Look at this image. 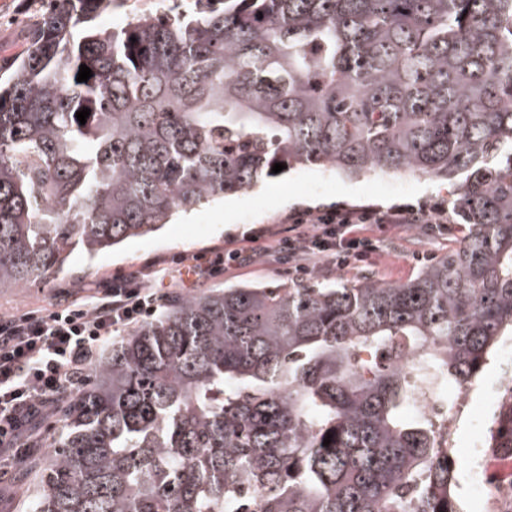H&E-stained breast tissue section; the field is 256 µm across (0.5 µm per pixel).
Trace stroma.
Segmentation results:
<instances>
[{
  "label": "stroma",
  "mask_w": 512,
  "mask_h": 512,
  "mask_svg": "<svg viewBox=\"0 0 512 512\" xmlns=\"http://www.w3.org/2000/svg\"><path fill=\"white\" fill-rule=\"evenodd\" d=\"M42 8V0H0V60L23 53ZM452 191L451 184L422 175L377 173L351 178L314 166L291 169L264 177L256 188L225 196L191 214L175 216L171 224L157 233L127 240L94 259L73 254L65 272L53 283L0 293V315L49 306L62 299L65 292L111 283L123 273L145 264L167 269L177 267L184 256L212 260L215 254L223 252L225 245L241 239L245 232L277 230L287 225L291 213L299 210L363 206L386 209L429 200L449 202L453 199ZM463 234L462 226L457 223L444 238H420L410 232L402 240L385 243L373 265L320 272L316 282L320 285L355 283L369 275L386 284L400 283L413 277L420 267L413 258L414 253L432 258L442 255L455 248ZM288 280L282 265L266 260L199 281L192 291L200 294L240 282L278 286ZM503 361L501 353H494L472 385L476 398L474 415L463 418L453 436V452L459 463L475 464L486 485L482 495H473L466 472H459L457 495L463 504L462 512H497L491 489L496 482L508 477L507 471L491 466L494 448L488 445L480 448L475 442L477 422L493 420L499 412L498 405L490 403L488 395ZM59 415L58 409H51L33 425L27 437L31 449L26 458L0 473V512H30L35 491L30 487L32 476L28 467L44 454L48 431Z\"/></svg>",
  "instance_id": "35a3bbf8"
}]
</instances>
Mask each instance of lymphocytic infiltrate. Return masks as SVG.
<instances>
[{"mask_svg": "<svg viewBox=\"0 0 512 512\" xmlns=\"http://www.w3.org/2000/svg\"><path fill=\"white\" fill-rule=\"evenodd\" d=\"M287 230L266 236L249 231L243 246L225 249L213 262L185 265V274L209 278L242 264L271 258L301 279L312 272L371 264L385 241L418 226L429 235L448 233V206L336 208L298 211ZM165 275L151 267L130 270L112 286L50 309L0 318V455L13 456L24 437L59 398L81 382L93 356L118 333L154 316L168 293Z\"/></svg>", "mask_w": 512, "mask_h": 512, "instance_id": "f902f5d3", "label": "lymphocytic infiltrate"}]
</instances>
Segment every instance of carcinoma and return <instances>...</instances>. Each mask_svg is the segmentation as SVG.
I'll return each mask as SVG.
<instances>
[{
	"label": "carcinoma",
	"mask_w": 512,
	"mask_h": 512,
	"mask_svg": "<svg viewBox=\"0 0 512 512\" xmlns=\"http://www.w3.org/2000/svg\"><path fill=\"white\" fill-rule=\"evenodd\" d=\"M117 4L49 0L0 64V293L276 163L461 176L468 230L399 284L171 302L63 406L32 512H458L405 411L512 335V0H172L99 27Z\"/></svg>",
	"instance_id": "carcinoma-1"
}]
</instances>
